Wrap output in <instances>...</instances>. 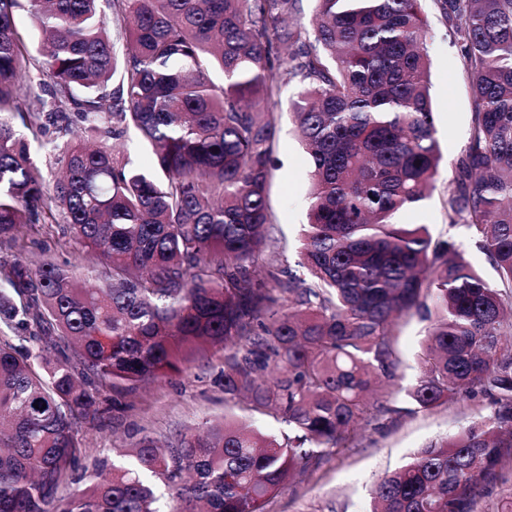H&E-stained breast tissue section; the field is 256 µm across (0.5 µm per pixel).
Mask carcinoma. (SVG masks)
<instances>
[{
  "label": "carcinoma",
  "instance_id": "cac0c4a2",
  "mask_svg": "<svg viewBox=\"0 0 512 512\" xmlns=\"http://www.w3.org/2000/svg\"><path fill=\"white\" fill-rule=\"evenodd\" d=\"M109 2L110 20L100 0H29L35 58L20 0H0V243L61 221L98 258L0 260V512H264L362 421L473 388L492 416L421 448L370 512H478L512 461V0H436L476 100L448 225L470 230L495 284L455 243L395 220L441 162L424 0H311L304 35L301 0ZM293 81L308 222L294 267L272 252L257 269L274 226L266 105ZM130 130L151 166L112 152ZM33 142L62 151L52 185ZM412 318L426 326L404 408L376 394ZM218 353L225 399L288 433L225 421L144 435L126 466L86 465L98 386L134 390Z\"/></svg>",
  "mask_w": 512,
  "mask_h": 512
}]
</instances>
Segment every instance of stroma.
I'll use <instances>...</instances> for the list:
<instances>
[{
	"instance_id": "obj_1",
	"label": "stroma",
	"mask_w": 512,
	"mask_h": 512,
	"mask_svg": "<svg viewBox=\"0 0 512 512\" xmlns=\"http://www.w3.org/2000/svg\"><path fill=\"white\" fill-rule=\"evenodd\" d=\"M424 7L429 23L432 110L443 162L423 207L399 213L396 220L428 225L433 237L453 241L493 282L497 274L476 249L469 232L448 224V182L455 175L456 163L469 138L475 99L445 16L435 0H425ZM297 88L294 82L284 86L271 105L272 111L281 115L275 144L278 167L269 189L275 218L272 248L287 266L296 259L309 193V159L288 115L289 101ZM22 245L23 256L32 263L47 257L61 262L75 258L80 250L60 223L38 224L25 230ZM423 328V322L414 319L398 330L395 348L401 361V386L412 384L418 374L417 352ZM217 366V360H201L193 364L189 374L165 377L127 394L102 390V398L110 401L111 407L101 419L81 429L88 455L115 460L143 435L164 439L225 419L247 421L265 434L287 433L286 423L251 413L244 403L225 400L223 391L213 383ZM492 413L489 400L475 391L429 411L372 421L348 447L307 465L270 498L265 512H367L377 484L406 463L415 450Z\"/></svg>"
}]
</instances>
